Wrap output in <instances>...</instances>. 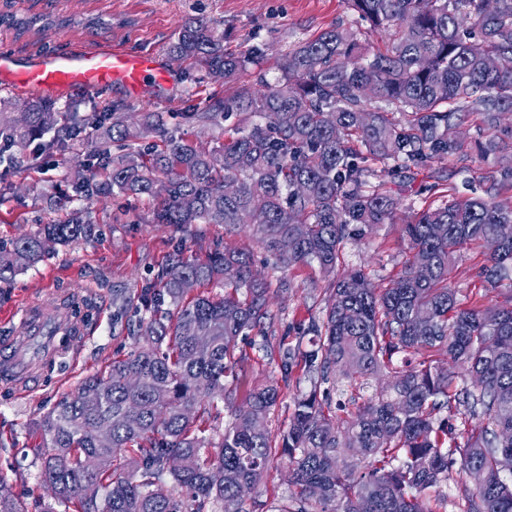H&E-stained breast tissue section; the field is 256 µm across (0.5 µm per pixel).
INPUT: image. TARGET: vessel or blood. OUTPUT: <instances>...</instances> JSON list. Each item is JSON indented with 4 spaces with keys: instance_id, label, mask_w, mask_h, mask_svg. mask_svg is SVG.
Here are the masks:
<instances>
[{
    "instance_id": "vessel-or-blood-1",
    "label": "vessel or blood",
    "mask_w": 512,
    "mask_h": 512,
    "mask_svg": "<svg viewBox=\"0 0 512 512\" xmlns=\"http://www.w3.org/2000/svg\"><path fill=\"white\" fill-rule=\"evenodd\" d=\"M168 80L158 55L106 44L77 42L65 51L37 55L24 67L17 65L12 53H0V88L13 93L59 95L75 88L99 90L119 84L133 97L143 98ZM48 302L55 306L50 315L45 303L24 305L18 315L26 326L25 336L0 341L1 385L39 382L61 356L59 334H69L75 347L86 341L85 326L73 324L69 315L71 299L52 295Z\"/></svg>"
}]
</instances>
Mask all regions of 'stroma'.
<instances>
[{"instance_id": "35a3bbf8", "label": "stroma", "mask_w": 512, "mask_h": 512, "mask_svg": "<svg viewBox=\"0 0 512 512\" xmlns=\"http://www.w3.org/2000/svg\"><path fill=\"white\" fill-rule=\"evenodd\" d=\"M0 12L39 19L33 30L22 35L0 25V51L14 54L20 62L42 50H65L74 39L109 40L130 52L157 53L170 76L164 88L143 99L132 98L120 86L97 91L75 89L57 97V108L78 106L84 122L76 135L70 134L65 122L46 133V140L62 137L68 144L65 152H48V167L19 158L12 147L0 152V241L36 234L56 218L57 212L45 196L50 189L60 198H74L89 206L94 222L88 240L57 247L25 271L0 281V338L22 335L12 311L40 300L49 289L81 298L85 307L80 318L91 327L85 346L75 356L60 359L40 385L23 393L0 388V477L12 484L26 512H44L50 497L40 484V463L33 453L40 441L33 431L39 415L63 394L74 391L85 377L129 352L131 336L138 327L140 290L161 274L169 254L180 250L187 257L201 259L227 245L249 250L255 247L248 232L230 235L220 224L150 223L151 200L134 195L113 201L99 193L96 178L88 187L75 189L66 173L70 167L91 161L95 135L91 120L95 113L108 111L117 102L130 107L134 121L142 113L158 112L168 132L211 147L222 130L193 125L187 117L191 105L203 102L217 90L231 96L239 88L255 87L259 73L268 82H276L288 50L331 27L356 30L362 44L373 50L384 48L388 34L370 29L348 9L345 0H0ZM193 18L224 31V47L230 52L261 48L258 66L249 67L235 81L221 86L191 62L171 59L169 45L181 26ZM511 163L512 150L496 157L475 156L462 163L435 158L408 183L394 175L393 162L374 163L371 182L398 199L400 220L374 225L362 236L348 240L344 269L362 270L374 287H387L405 259L402 219L454 197L482 194L487 181L499 178L503 167ZM482 260L479 249H461L449 284L464 304H502L512 292L490 287L477 278ZM254 270L269 288L274 321L263 333H250L242 343L246 357L227 383L230 396L210 432L214 439L231 423L232 409L243 405L250 392L269 382H280V347L311 349L313 337L306 328L324 317L333 297L335 277L324 273L318 264L288 268L257 253ZM285 279L292 287L283 291L279 285ZM313 387V377L303 367H294L288 385H282L279 403L267 418L272 437L287 431L294 398ZM293 491L288 461L277 459L262 475L257 490L248 496V512H274L291 503Z\"/></svg>"}]
</instances>
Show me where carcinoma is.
Here are the masks:
<instances>
[{
	"label": "carcinoma",
	"mask_w": 512,
	"mask_h": 512,
	"mask_svg": "<svg viewBox=\"0 0 512 512\" xmlns=\"http://www.w3.org/2000/svg\"><path fill=\"white\" fill-rule=\"evenodd\" d=\"M375 29L394 30L382 51L369 53L357 31L331 27L288 52L281 78L234 96L212 95L189 118L206 128L231 112L267 119L235 127L217 147L174 136L154 120L132 125L114 105L97 123L95 156L107 159L103 188L112 195H146L156 202L153 224H222L249 230L257 246L280 263L317 262L327 273L343 262L345 241L373 224L392 223L398 202L368 181L371 163L393 160L410 171L433 157L463 161L460 129L479 120L484 156L503 149L502 115L512 112V0H347ZM214 79L230 83L258 62L262 50H224V33L195 19L182 25L169 48ZM490 55L500 60L489 68ZM381 101L405 115L395 123L371 106ZM18 124L0 107V139L25 154L30 143L60 120H78L44 100L27 102ZM159 142L147 149L136 141ZM124 141L117 154L110 145ZM89 165L70 169L78 189ZM236 185L224 193V184ZM512 186V167L484 195L452 199L408 217V255L390 285L370 286L360 270L333 285L326 317L307 332L315 348L280 354L282 380L296 360L319 384L371 377L400 353L445 351L472 379L459 386L443 366L424 363L393 379L343 423L317 391L297 397L281 446L266 420L280 399L269 384L252 391L213 444L205 436L216 399L226 395L241 336L263 331L273 319L265 282L254 276V255L232 247L204 260L181 251L165 273L141 288L140 331L131 350L108 369L84 379L36 421L34 448L40 479L57 503L74 512H249L244 494L255 489L277 456L292 467L295 509L279 512H434L421 497L448 483L454 465L466 475L460 488L466 512H512V295L489 308L464 307L448 279L464 246L483 249L477 277L512 288V206L499 201ZM60 205L65 216L43 232L0 243V279L92 234L88 211ZM221 283V298L191 288ZM169 301L176 315H158ZM199 336L211 339L196 349ZM131 378L140 380L133 389ZM461 406L484 426L455 436L442 412ZM112 427V445L97 442L99 425ZM174 455L182 465L167 467ZM367 461L357 473L356 461ZM171 476L180 488L165 485ZM321 495L314 497L310 488ZM0 512H25L12 486L0 479Z\"/></svg>",
	"instance_id": "obj_1"
}]
</instances>
